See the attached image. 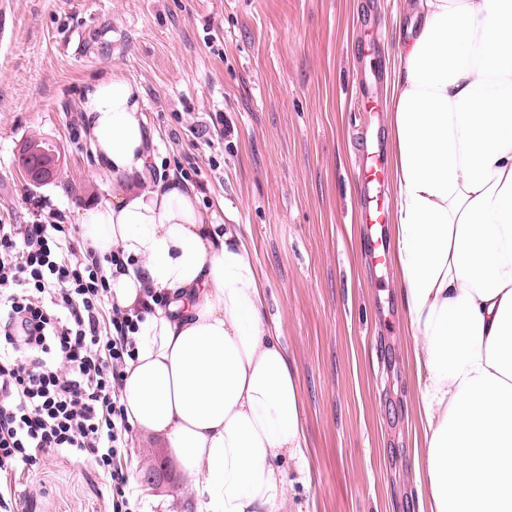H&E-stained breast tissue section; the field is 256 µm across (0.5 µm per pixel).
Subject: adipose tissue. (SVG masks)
<instances>
[{
  "label": "adipose tissue",
  "instance_id": "obj_1",
  "mask_svg": "<svg viewBox=\"0 0 512 512\" xmlns=\"http://www.w3.org/2000/svg\"><path fill=\"white\" fill-rule=\"evenodd\" d=\"M392 61L391 258L416 383L420 512H512V0H414ZM110 193L76 210L120 252L112 302L141 311L124 367L130 427L188 471L195 512H287L309 470L299 372L271 325L250 244L187 180L153 179L140 86L84 93Z\"/></svg>",
  "mask_w": 512,
  "mask_h": 512
}]
</instances>
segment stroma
Returning a JSON list of instances; mask_svg holds the SVG:
<instances>
[{"mask_svg":"<svg viewBox=\"0 0 512 512\" xmlns=\"http://www.w3.org/2000/svg\"><path fill=\"white\" fill-rule=\"evenodd\" d=\"M400 0H0V224L75 221L110 190L84 141L80 99L117 69L143 90L166 171L250 243L269 314L298 367L310 471L295 512H419L414 383L393 269L370 270L353 162L370 121L348 99L389 71ZM64 164L27 184L18 150ZM129 482L158 472L131 512H185L189 476L131 434ZM19 512H112L90 460L49 453L20 477Z\"/></svg>","mask_w":512,"mask_h":512,"instance_id":"stroma-1","label":"stroma"}]
</instances>
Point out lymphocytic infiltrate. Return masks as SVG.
Here are the masks:
<instances>
[{
  "label": "lymphocytic infiltrate",
  "mask_w": 512,
  "mask_h": 512,
  "mask_svg": "<svg viewBox=\"0 0 512 512\" xmlns=\"http://www.w3.org/2000/svg\"><path fill=\"white\" fill-rule=\"evenodd\" d=\"M71 224H0V475L41 455L91 459L128 512L121 402L136 321L114 308L104 264L78 255Z\"/></svg>",
  "instance_id": "obj_1"
}]
</instances>
